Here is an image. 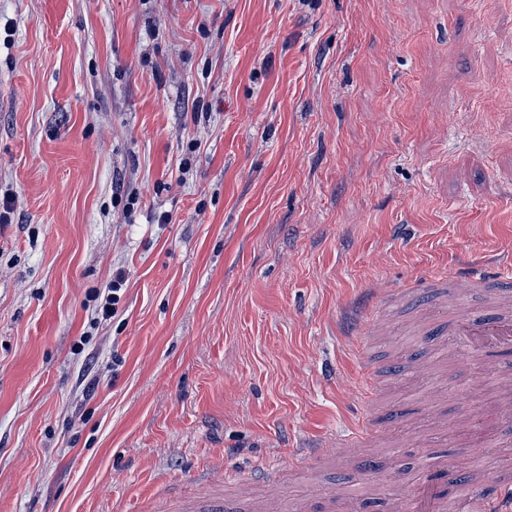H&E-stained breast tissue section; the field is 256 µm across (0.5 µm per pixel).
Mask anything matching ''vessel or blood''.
I'll return each instance as SVG.
<instances>
[{
  "label": "vessel or blood",
  "mask_w": 512,
  "mask_h": 512,
  "mask_svg": "<svg viewBox=\"0 0 512 512\" xmlns=\"http://www.w3.org/2000/svg\"><path fill=\"white\" fill-rule=\"evenodd\" d=\"M415 295L430 298L433 314L442 305L458 308L449 328L458 338L451 351L454 359L475 358L494 352H512V250L494 261H468L462 266L424 277L408 287L386 290L368 301L361 312L356 334L367 338L385 332L384 308L393 301ZM382 373L366 369L357 387L362 405H370L379 391ZM378 438L366 423L352 427L336 444H322L293 455L289 461L263 459L255 463L262 482L280 483L286 469L310 470L337 456L368 452ZM459 484L468 492L469 512H512V448L503 449L496 458L492 478L479 486L476 473L456 463ZM399 512H453L454 502L447 499L435 476H427L418 487L406 491L397 503Z\"/></svg>",
  "instance_id": "vessel-or-blood-1"
}]
</instances>
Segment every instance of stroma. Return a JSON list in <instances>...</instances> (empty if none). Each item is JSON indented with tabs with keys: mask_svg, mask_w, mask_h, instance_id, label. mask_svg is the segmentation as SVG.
I'll return each instance as SVG.
<instances>
[{
	"mask_svg": "<svg viewBox=\"0 0 512 512\" xmlns=\"http://www.w3.org/2000/svg\"><path fill=\"white\" fill-rule=\"evenodd\" d=\"M509 85L512 0H0V512L203 505L361 414L374 478L352 457L257 496L392 512L390 473L494 460L512 355L364 410L363 366L427 339L398 306L358 357L348 325L512 246Z\"/></svg>",
	"mask_w": 512,
	"mask_h": 512,
	"instance_id": "1",
	"label": "stroma"
}]
</instances>
